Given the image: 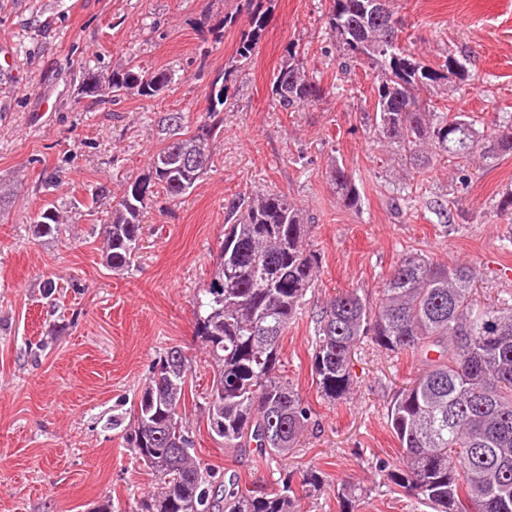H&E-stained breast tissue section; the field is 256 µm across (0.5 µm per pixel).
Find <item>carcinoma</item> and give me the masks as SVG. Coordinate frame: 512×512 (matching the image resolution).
Listing matches in <instances>:
<instances>
[{
  "instance_id": "carcinoma-1",
  "label": "carcinoma",
  "mask_w": 512,
  "mask_h": 512,
  "mask_svg": "<svg viewBox=\"0 0 512 512\" xmlns=\"http://www.w3.org/2000/svg\"><path fill=\"white\" fill-rule=\"evenodd\" d=\"M264 0H245L252 28L241 34L232 64L211 87L251 62L265 29ZM330 0L328 24L342 58L366 62L375 73V132L395 145L404 160L424 166L435 155L467 163L512 154V122L486 134L464 112L426 113L423 95L463 64L454 55L431 67L400 48L402 31L389 0ZM169 72L130 67L112 74L116 95L129 89L158 95ZM272 93L290 112L324 95L305 74L303 59L288 52ZM217 105L207 109L194 130L175 110L158 120L164 146L155 154L168 167L150 162L112 201L102 225L103 258L114 272L137 259L148 201L162 193L181 199L211 167L210 141L224 124ZM197 154L193 170L181 166ZM330 182L343 204L358 206L354 177L335 164ZM62 217L58 206L42 209L34 232L52 237ZM309 226L303 211L280 192H266L235 206L224 224L210 283L196 299L195 334L211 359L214 376L204 398L207 429L226 448L285 460L300 446L312 410L282 375L280 339L302 310L314 282L318 257L305 246ZM479 279L467 263H435L419 254L402 257L386 276L376 305L358 293H339L322 308L312 353L311 374L323 399L347 398L353 383L351 357L366 336L393 355L409 353L421 372L391 401L387 422L399 442L403 466L388 478L428 504L434 512H512V303L481 304ZM192 359L179 346L168 348L141 390L130 416L112 415L156 480V491L138 502L137 512H295L298 493L313 497L326 473L310 469L294 481L286 470L280 488L256 494L239 480H219V472L196 456L194 440L180 416Z\"/></svg>"
}]
</instances>
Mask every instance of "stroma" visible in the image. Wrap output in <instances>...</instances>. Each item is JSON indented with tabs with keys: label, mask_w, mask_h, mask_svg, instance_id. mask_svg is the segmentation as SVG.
<instances>
[{
	"label": "stroma",
	"mask_w": 512,
	"mask_h": 512,
	"mask_svg": "<svg viewBox=\"0 0 512 512\" xmlns=\"http://www.w3.org/2000/svg\"><path fill=\"white\" fill-rule=\"evenodd\" d=\"M268 7L251 63L229 84L210 169L177 203H149L139 258L115 273L100 235L113 198L161 149V113L184 111L191 125L205 113L210 83L251 16L240 0H0V182L14 188L0 204V512H97L105 503L134 512L155 480L106 421L130 410L173 346L193 361L182 417L198 457L251 490L275 489V462L210 436L203 403L213 372L194 334L196 297L210 281L230 207L272 190L305 210L307 245L320 261L281 339L282 371L312 410L288 468L328 476L318 496L299 499V512H341L344 483L371 488L360 512H432L387 477L402 463L388 406L419 361L363 339L349 398L328 402L311 375L316 315L346 291L377 302L389 270L411 253L476 266L481 302L511 298L512 223L495 199L512 188V155L493 163L478 156L462 170L440 158L414 173L374 136L372 71L339 66L329 0ZM394 7L416 58L436 66L451 54L466 66V75H449L434 105L470 113L488 132L504 124L512 115V0ZM291 47L327 93L284 112L271 88ZM130 65L177 77L153 98L81 95L89 74ZM336 163L354 174L357 208H346L329 183ZM99 186L107 196L95 203ZM51 202L63 224L41 238L33 219ZM49 279L57 289L48 297Z\"/></svg>",
	"instance_id": "obj_1"
}]
</instances>
